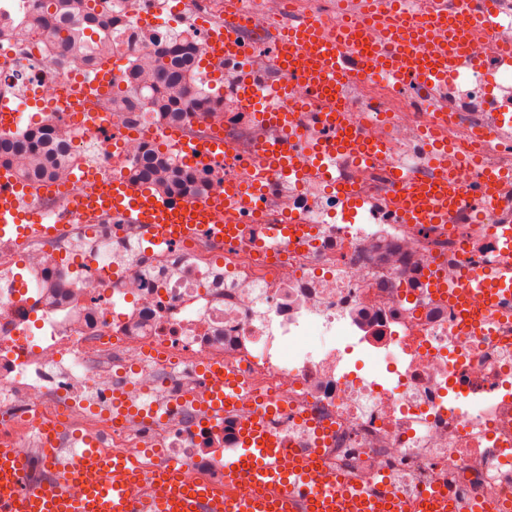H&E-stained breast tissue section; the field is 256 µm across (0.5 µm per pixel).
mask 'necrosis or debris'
Wrapping results in <instances>:
<instances>
[{"mask_svg":"<svg viewBox=\"0 0 512 512\" xmlns=\"http://www.w3.org/2000/svg\"><path fill=\"white\" fill-rule=\"evenodd\" d=\"M293 4L242 7L243 55L224 62L216 90L224 105L212 111L171 120L147 99L130 110L125 66L132 53L152 60L185 29L194 34L192 66L203 71L221 0H89L81 24L114 22V73L102 95L91 86L95 69L54 64L61 39L55 29L0 38V108L31 112V129L46 144L62 145L41 183L64 197L87 151L102 179H129L157 147L155 134L221 135L228 151L220 160L190 163L158 149L162 160L203 173L204 199H222L229 184L247 176L249 150L284 134L261 121L265 102L243 99L242 85L284 84L296 101L308 95L288 83L266 36ZM507 78L498 57L485 54L470 78L477 99L455 110L457 123L477 127L482 100ZM84 82L85 111H66L64 101ZM386 94L383 83L365 84L343 114L387 147L369 164L347 159L339 167L341 181L377 202L361 220L339 217L328 185L291 186L273 176L258 210L241 215L233 242L206 234L154 247L143 229L119 217L83 224L58 204L52 221L66 232L1 236L0 439L39 465V424L48 421L57 449L72 447L78 433L111 451L157 448L161 462H181L184 480L223 484L224 458L238 448L255 401L244 396L223 423L208 424L203 373L219 365L280 401L270 430L289 447H320L327 477H383L405 497L445 481L463 499L512 512V339L459 334L447 301L423 286L432 267L448 279L457 275L468 224L406 231L381 207L390 192L389 158L425 172L413 158L434 100L407 85L386 122L369 123ZM291 214L313 235L264 254L271 226ZM145 392L164 396L162 416L113 423V398L134 402Z\"/></svg>","mask_w":512,"mask_h":512,"instance_id":"necrosis-or-debris-1","label":"necrosis or debris"}]
</instances>
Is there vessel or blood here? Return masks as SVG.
<instances>
[{"label":"vessel or blood","mask_w":512,"mask_h":512,"mask_svg":"<svg viewBox=\"0 0 512 512\" xmlns=\"http://www.w3.org/2000/svg\"><path fill=\"white\" fill-rule=\"evenodd\" d=\"M340 2L337 23L302 18L277 40L289 78L304 85L324 110L317 126L295 127L291 136L310 146V153H295L276 141L250 157L254 185L273 173L289 182L312 176L335 181L341 159L362 160L379 148V141L342 119L349 82L379 77L394 87L407 82L444 86L449 75L480 65L489 38L499 39L500 60L512 67V37L503 34L496 0H426L421 14L407 0ZM212 38L216 60L240 55L230 27L213 30ZM483 136L511 149L512 113L494 112ZM177 147L195 161L224 155L223 145L211 141L186 140ZM475 159L469 141H442L431 157L438 170L435 179L417 180L403 165H395L393 210L408 225L447 224L468 205L512 210L511 175L491 169L477 183L460 181V173ZM68 205L85 223L112 212L126 223L147 225L160 239L209 232L228 241L237 236L241 210L258 207L254 195L234 184L220 202L180 201L117 175L103 188L85 172L75 175ZM45 216L36 209L31 188L0 179V232L10 226L23 233ZM475 233L493 237V250L466 261L460 275L441 284L439 292L458 315L462 333L507 336L512 334V223L479 224ZM204 381L212 416L223 419L241 393L239 382L220 367L209 370ZM266 415V408H259L243 424L242 445L225 460L220 486L202 478L184 482L175 462L147 471L136 454L107 451L90 438L69 458L44 448L48 478L34 484L26 479L29 459L0 447V512H465L460 497L445 484L407 498L352 476L325 480L321 455L286 451L269 430Z\"/></svg>","instance_id":"1"}]
</instances>
